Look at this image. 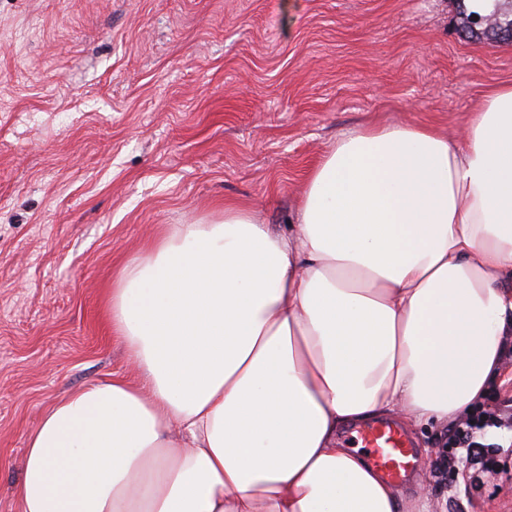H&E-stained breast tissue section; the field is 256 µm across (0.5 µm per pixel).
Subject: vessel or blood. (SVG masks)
Listing matches in <instances>:
<instances>
[{
	"label": "vessel or blood",
	"instance_id": "1",
	"mask_svg": "<svg viewBox=\"0 0 512 512\" xmlns=\"http://www.w3.org/2000/svg\"><path fill=\"white\" fill-rule=\"evenodd\" d=\"M355 442L368 449L372 465L391 481L404 482L421 467L419 457L395 424L379 422L367 426L358 431Z\"/></svg>",
	"mask_w": 512,
	"mask_h": 512
}]
</instances>
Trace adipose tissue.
Wrapping results in <instances>:
<instances>
[{"label": "adipose tissue", "instance_id": "adipose-tissue-1", "mask_svg": "<svg viewBox=\"0 0 512 512\" xmlns=\"http://www.w3.org/2000/svg\"><path fill=\"white\" fill-rule=\"evenodd\" d=\"M112 331L137 365L29 433L19 512H401L341 447L350 423L445 428L512 343V84L464 135L339 134L288 232L228 204L121 270Z\"/></svg>", "mask_w": 512, "mask_h": 512}]
</instances>
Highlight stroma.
I'll use <instances>...</instances> for the list:
<instances>
[{"instance_id": "1", "label": "stroma", "mask_w": 512, "mask_h": 512, "mask_svg": "<svg viewBox=\"0 0 512 512\" xmlns=\"http://www.w3.org/2000/svg\"><path fill=\"white\" fill-rule=\"evenodd\" d=\"M461 22L456 0H0V512L62 396L135 378L105 306L136 251L228 203L287 231L340 133L460 131L512 83V44ZM405 435V512H512V431L485 430L507 469L484 479L434 476L447 430Z\"/></svg>"}]
</instances>
